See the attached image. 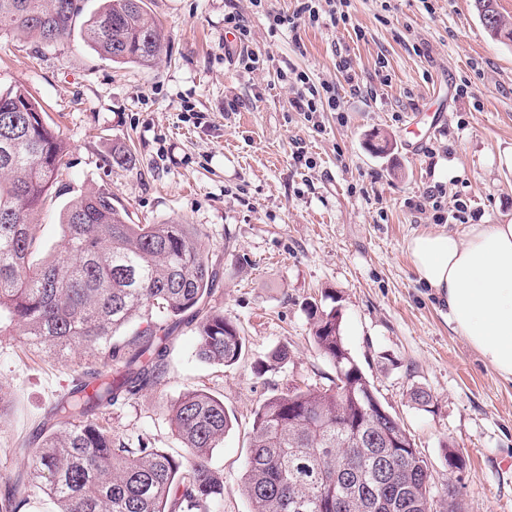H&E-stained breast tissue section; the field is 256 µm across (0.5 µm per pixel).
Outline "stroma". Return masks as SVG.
Here are the masks:
<instances>
[{
  "label": "stroma",
  "mask_w": 512,
  "mask_h": 512,
  "mask_svg": "<svg viewBox=\"0 0 512 512\" xmlns=\"http://www.w3.org/2000/svg\"><path fill=\"white\" fill-rule=\"evenodd\" d=\"M146 2L169 41L150 67L114 64L84 42L101 0H80L64 43L0 34V88L28 89L67 144L65 175L37 217L43 252L65 256L60 213L89 188L111 192L133 223L198 225L219 269L210 304L245 339L241 359L224 367L201 361L183 328L164 381L100 420L114 437L178 456L171 405L191 390L220 399L233 426L212 457L224 476L218 512H250L240 486L256 408L288 385L335 376L312 342L315 302L338 308L346 348L437 484L453 448L467 461L464 512H512V383L449 330L406 250L422 231L512 222V46L488 35L473 0H351L349 26L295 33L275 22L297 0ZM231 12L249 20L259 70H247L224 27ZM342 46L359 91L340 84L337 112L293 111L286 71L335 81ZM463 85L467 96H457ZM382 137L385 155L373 150ZM116 146L134 152L133 170L113 166ZM434 186L442 222L413 208ZM282 344L288 362L270 363ZM87 363L37 351L17 330L0 335V484H14L23 512H56L28 479L33 437ZM415 388L432 395L428 408L411 401Z\"/></svg>",
  "instance_id": "35a3bbf8"
}]
</instances>
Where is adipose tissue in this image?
I'll return each instance as SVG.
<instances>
[{"mask_svg":"<svg viewBox=\"0 0 512 512\" xmlns=\"http://www.w3.org/2000/svg\"><path fill=\"white\" fill-rule=\"evenodd\" d=\"M406 249L452 332L512 382V223L423 232Z\"/></svg>","mask_w":512,"mask_h":512,"instance_id":"adipose-tissue-1","label":"adipose tissue"}]
</instances>
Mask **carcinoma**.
Here are the masks:
<instances>
[{"instance_id": "carcinoma-1", "label": "carcinoma", "mask_w": 512, "mask_h": 512, "mask_svg": "<svg viewBox=\"0 0 512 512\" xmlns=\"http://www.w3.org/2000/svg\"><path fill=\"white\" fill-rule=\"evenodd\" d=\"M78 0H0V33L63 43ZM489 35L512 43V21L493 12ZM83 39L116 64L152 66L167 50L145 0H105ZM27 105L28 112L16 111ZM67 144L23 87L0 90V335L23 328L29 344L58 356L82 351L90 366L49 412L31 482L57 512H213L224 477L210 465L232 428L224 403L204 391L182 395L169 411L187 455L177 459L148 439L112 437L97 414L161 383L169 340L195 323L200 359L226 367L244 339L224 311L207 306L218 277L203 233L179 221L134 224L112 194L87 190L61 213L69 255L34 265L31 218L61 175ZM312 338L336 382L292 385L255 412L241 491L250 512H428L435 480L411 438L388 448L374 387L345 347L337 308L310 306ZM138 329L125 340L121 330ZM25 500L6 486L0 512Z\"/></svg>"}]
</instances>
